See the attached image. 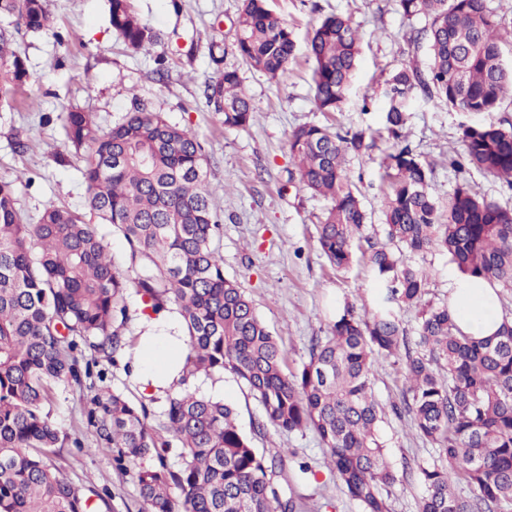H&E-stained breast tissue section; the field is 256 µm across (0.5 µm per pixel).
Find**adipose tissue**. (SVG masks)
Segmentation results:
<instances>
[{"label":"adipose tissue","instance_id":"1","mask_svg":"<svg viewBox=\"0 0 512 512\" xmlns=\"http://www.w3.org/2000/svg\"><path fill=\"white\" fill-rule=\"evenodd\" d=\"M448 308L460 331L475 338L490 336L501 325L497 295L475 278L457 280ZM145 327L135 350L136 364L142 383L161 394L180 380L185 338L180 322L170 315L146 320Z\"/></svg>","mask_w":512,"mask_h":512}]
</instances>
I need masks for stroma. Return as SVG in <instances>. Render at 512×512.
Masks as SVG:
<instances>
[{"mask_svg":"<svg viewBox=\"0 0 512 512\" xmlns=\"http://www.w3.org/2000/svg\"><path fill=\"white\" fill-rule=\"evenodd\" d=\"M239 7L240 0H134L136 12L161 42L154 52L133 53L109 23L107 0H50L52 31L22 29L15 34L28 79L15 101L0 102V179L14 182L17 206L29 223L37 222L51 200L82 212L87 198L84 162L66 140L68 109L92 113L99 129L106 131L138 99L191 129L204 148L209 180L219 188L215 204L222 228L217 243L224 274L245 289L282 342L289 369L295 370L307 361L311 338L323 335L332 304L370 295L375 283L364 260L341 272L322 255L317 223L329 202L311 196L293 178L288 136L306 123L377 132L369 155L352 160L350 177L372 226L380 227L379 167L389 146L380 134L386 110L382 84L403 61L426 67L425 45L410 43L408 33L427 21L403 18L397 0H271L297 43L294 61L272 79L224 53L236 39ZM331 13L348 15L358 25L361 53L343 110L319 112L312 102L306 43L313 26ZM220 57L238 68L252 100L254 117L247 129L226 128L221 115L205 103L203 92L218 75ZM470 120V115L418 93L410 103L404 134L433 165L436 196L447 198L459 180L467 179L482 195L506 201L512 191L497 178L472 169L457 172L450 165L458 129ZM19 141L25 150L16 149ZM202 390L234 406L239 428L252 435L256 448L281 455L279 492L293 498L296 512H358L327 468L325 450L312 432L257 429L261 407L232 376L203 384ZM85 399L79 389H59L54 416L62 433L80 435L85 449L65 444L54 461L68 479L108 490L99 512H141L131 476L113 469L111 449L97 446L93 432L82 426ZM380 434L396 465L428 462L437 454L434 445L417 436L409 414L388 415ZM303 461L312 474L300 472Z\"/></svg>","mask_w":512,"mask_h":512,"instance_id":"1","label":"stroma"}]
</instances>
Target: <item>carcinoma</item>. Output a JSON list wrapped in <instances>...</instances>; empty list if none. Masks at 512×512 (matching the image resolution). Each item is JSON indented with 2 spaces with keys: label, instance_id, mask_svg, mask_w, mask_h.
<instances>
[{
  "label": "carcinoma",
  "instance_id": "obj_1",
  "mask_svg": "<svg viewBox=\"0 0 512 512\" xmlns=\"http://www.w3.org/2000/svg\"><path fill=\"white\" fill-rule=\"evenodd\" d=\"M407 19L429 26L427 69L403 63L384 82L385 242L366 235L368 216L351 181L350 160L375 146L366 128L341 133L305 124L288 137L296 179L330 202L318 224L322 254L338 269L368 244L377 284L369 303H337L326 335L312 341L309 360L286 372L284 352L237 281L224 276L216 245L217 189L195 133L133 97L123 121L100 132L93 115H65L67 141L88 148L83 176L88 214L47 203L35 224L17 208L14 184L0 180V512H98L100 492L66 478L52 461L64 439L53 415L55 389L87 386L82 421L97 444L112 449V467L132 472L145 512H295L275 479L277 457L255 448L234 410L200 392L197 381L233 375L282 432L311 431L327 464L361 512H389L401 482L379 435L387 411L412 415L416 434L436 446L417 465L425 488L420 512H512V317L486 338L463 334L448 302L426 299L432 276L425 255H448L461 277L512 289V205L481 197L464 179L448 200L432 193L433 170L402 131L420 91L449 108L487 120L463 124L454 167L492 175L512 191V123L493 113L512 100V66L503 46L512 38L489 0H399ZM110 24L133 52H152L159 34L131 0H109ZM0 101L28 77L14 48L19 27L52 28L47 0H0ZM360 33L348 16L328 15L307 43L313 100L338 112L354 81ZM292 30L268 0H241L234 54L272 77L294 60ZM206 101L224 126L246 129L254 108L237 69L207 86ZM128 246L129 266L117 265L103 227ZM142 308L132 311L128 289ZM418 310L407 336L398 310ZM177 313L187 356L178 387L164 398L133 402L106 385L99 359L133 372L125 330L140 313ZM405 359L401 404L385 408L374 395L379 359ZM161 403L155 412L152 404ZM177 454L183 466L169 464ZM474 490L469 499L453 480Z\"/></svg>",
  "mask_w": 512,
  "mask_h": 512
}]
</instances>
